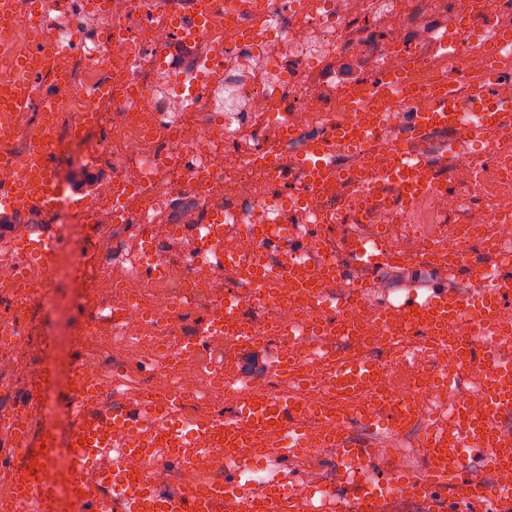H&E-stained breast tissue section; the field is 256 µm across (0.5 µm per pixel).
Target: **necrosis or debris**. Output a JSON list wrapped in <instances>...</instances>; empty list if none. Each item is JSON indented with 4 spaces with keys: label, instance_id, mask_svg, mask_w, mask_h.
<instances>
[{
    "label": "necrosis or debris",
    "instance_id": "necrosis-or-debris-1",
    "mask_svg": "<svg viewBox=\"0 0 512 512\" xmlns=\"http://www.w3.org/2000/svg\"><path fill=\"white\" fill-rule=\"evenodd\" d=\"M235 19L224 10L201 12L198 0H106L112 24L84 35L81 27L22 28L0 49V121L3 102L27 83L18 59L56 49L45 80L51 111L33 107L13 128L0 124V190L23 178L16 160L34 137L58 145L64 156L82 154L105 162L109 181L69 205L47 210L57 233L54 266H45L27 234L18 226L0 256V507L12 501L16 484L25 481L37 458L23 447L16 431L38 440L50 409L69 417L80 400L78 388L64 384L51 396L43 363L50 337L37 310L47 299L76 306L77 320H64L58 335L78 355L68 367L97 384L105 404L133 405L141 395L179 396L182 422H194L223 410L228 397L265 399L296 394V433L269 430L263 445L281 449L288 471L282 479L289 512H352V496L364 487H382L375 466L388 473L428 480L433 461L421 433L432 422H445L458 402L481 413L485 399L471 371L447 354H425L423 339L408 336L392 345L380 342L384 328L374 306L336 308L360 282L350 266H372L422 257L430 244L446 249L437 268L456 279L452 300L477 296L512 273V121L476 137L473 115L461 113L448 140L446 169L428 171L431 189L405 214L383 209L361 221L355 210L357 182L343 178L323 191L295 178L284 189L283 172L336 124L350 119V88L371 89L368 81L343 80L329 60L339 56L368 59L374 72L409 75L428 84L448 79L463 85L483 77L492 63L482 49L485 39L512 29V0H247ZM470 20L458 32L460 13ZM442 16L422 43L398 33L424 14ZM203 18L204 33L195 30ZM456 52L443 54L441 41ZM193 50L186 70L171 74L170 92L186 112L170 118L155 100L126 103L133 88L150 90L165 68V49L173 42ZM243 72L224 100V117L208 108L210 82ZM98 96L101 122L75 131L72 115L88 105L87 92ZM251 103L252 118L240 121L237 100ZM192 194L199 206L196 222L212 218L225 224L223 259L199 251L178 261L163 247L178 235L163 213L176 195ZM262 216L263 237L243 232ZM307 227L304 249L284 248L289 224ZM467 245L478 268L457 263ZM274 266L318 264L329 259L341 278L324 281L322 297L311 296L288 278L276 281L268 299H255L249 271L257 255ZM235 299L248 335L270 342L284 360L261 381L244 378L237 367L214 380L211 363L235 343L234 329H207L208 320L227 299ZM367 364L373 393L361 400L362 416L329 390L336 360ZM410 401L412 423L398 429L379 411L376 398ZM337 412L351 438L364 443L367 458L345 460L325 432V412ZM307 445L296 448L297 436ZM449 458L481 485L498 489L485 512H512V480L487 463L481 443L448 442ZM156 486L176 481L189 490L202 483L239 477L241 486L260 493L262 469L243 468L236 449L208 447L194 465L153 452L137 462ZM402 505L422 501L418 512H467L470 503L455 484L430 487L418 494L402 484L394 492Z\"/></svg>",
    "mask_w": 512,
    "mask_h": 512
}]
</instances>
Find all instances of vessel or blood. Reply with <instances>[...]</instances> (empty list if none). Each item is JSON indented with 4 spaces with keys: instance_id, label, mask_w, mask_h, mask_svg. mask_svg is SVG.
<instances>
[{
    "instance_id": "b4317fda",
    "label": "vessel or blood",
    "mask_w": 512,
    "mask_h": 512,
    "mask_svg": "<svg viewBox=\"0 0 512 512\" xmlns=\"http://www.w3.org/2000/svg\"><path fill=\"white\" fill-rule=\"evenodd\" d=\"M39 8L40 0H28L24 6L18 0H0V45L9 42L12 36V27L5 24V17L31 16ZM381 83L383 92L374 106H357L351 123L330 134L298 164L299 170L318 186L339 176L338 170L327 163L337 145L347 144L358 149L370 161L368 173L358 178L364 192L359 198L357 211L365 219L377 210L387 187H394L405 204H412L428 187L426 181L415 178V171L428 163L435 166L448 163V156L444 153L425 159L412 153L405 142L385 143L380 113L396 111L400 103L417 96L428 99L429 109L419 113L411 125L412 132L418 137L436 130H449L458 118L456 84L422 86L395 77L382 78ZM468 102L483 131L495 128L499 121L512 116V94L487 93L486 84L482 81L472 84ZM36 104L46 108L50 101L42 86L35 81L20 87L7 102L11 111L19 113ZM37 150L38 162L23 160L19 166L27 173L31 206L46 207L58 194L53 177L58 154L55 147L43 141L39 142ZM338 273L335 267L327 269L306 265L291 266L286 271L287 276L301 287L312 291L317 290L322 280ZM506 292L512 293V282L493 285L461 304L449 301L443 295L419 304L410 300L397 307H388L385 312L386 324L395 334L425 325L432 335L441 337L445 335L450 321L460 317L470 320L472 335L468 349H459L450 342L445 348L449 355L480 374L486 407L482 413L473 414L467 406H459L454 417L456 428L452 431L462 438L480 434L491 462L496 465L512 460V443L500 440L493 426V420L499 413L512 412V365L481 360L478 353L488 347L512 344V335L497 323L500 300ZM368 381L365 364L346 361L338 366L332 384L338 391L351 396L362 392ZM139 405L153 416L154 424L145 434L141 447L126 449L121 457L112 459L108 453L122 432L131 426L132 419L123 406L100 410L97 391L93 388L87 390L79 402L65 443H57L50 434L44 438V459L63 456L75 464L92 465L98 469L103 494L111 498L115 512H213V501L225 492L224 487L204 484L184 493H157L135 465L143 449L162 448L187 463L199 454L201 446L225 445L238 449L244 464L249 466L256 461L253 450L257 440L268 428L283 431L291 428L290 421L283 418L289 404L281 398L259 404L251 400L241 402L237 418L212 417L196 423L189 431L182 426L177 398L160 399L145 395ZM452 431L447 426L431 424L422 436L423 444L431 452H439L447 447L448 434ZM402 480V475L395 474L388 479L386 490L370 489L359 494L354 503L355 512H388L390 489ZM429 480L461 484L469 499L484 498L489 494L487 488L464 480L461 466L456 462L438 461ZM89 497L88 486L77 479L63 488L53 479L31 477L14 489L16 506L36 500L43 506L53 507L54 512H84ZM241 505L242 512H283L284 494L280 483L269 484L258 496H243Z\"/></svg>"
}]
</instances>
